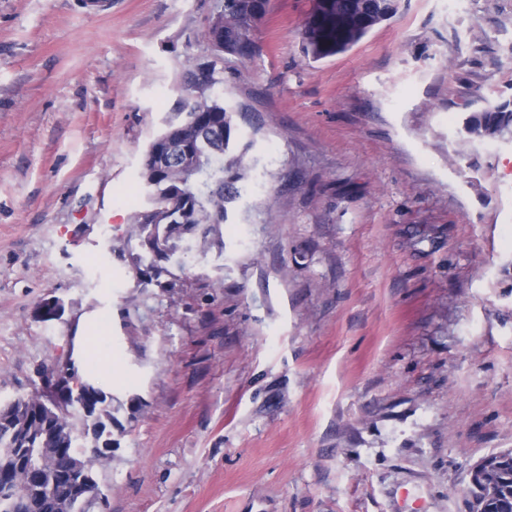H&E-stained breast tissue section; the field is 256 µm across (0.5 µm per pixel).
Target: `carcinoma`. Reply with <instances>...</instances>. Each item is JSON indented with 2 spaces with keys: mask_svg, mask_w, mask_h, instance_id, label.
Masks as SVG:
<instances>
[{
  "mask_svg": "<svg viewBox=\"0 0 512 512\" xmlns=\"http://www.w3.org/2000/svg\"><path fill=\"white\" fill-rule=\"evenodd\" d=\"M266 0H222L217 12L209 19L208 38L214 53L221 57L234 55L248 59L252 54L250 33L259 10ZM398 9V0H313L303 31V52L320 60L343 53L357 44L373 28L391 18ZM215 67L207 68L204 80L185 89L189 102L182 112L149 144L141 179L152 192L150 207L134 214L127 234L144 242L161 238L179 249L189 234L199 233L196 243L202 248L223 244L226 204L240 195L239 183L247 179L249 166L245 155L249 146L236 151L237 110L218 97L194 96L220 82ZM217 129L220 137L203 145L192 155L188 165L160 167L154 154L165 150L178 139L196 142L204 130ZM469 142H486L512 138V99L489 102L471 112L464 122ZM166 257L159 253L147 269L140 268L142 256L132 258L138 272L147 281H157L172 272L160 262ZM71 408L56 415L57 432L47 442L38 438V429L30 413L42 404V396L32 395L0 404V454L5 448H20L18 438H29L32 448H70L84 458L94 481L89 487L90 507L75 506L72 512H92L104 501L96 465L106 456L90 451V444L112 436V400L93 384L77 377L70 386ZM69 462V454L44 460L34 453L28 460L40 469L43 481L52 482L56 470ZM487 478L474 492L475 499L486 512H512V461L492 457L485 467ZM28 476L27 465L0 467V478L11 483L10 498L14 504L0 500V512H25L22 496Z\"/></svg>",
  "mask_w": 512,
  "mask_h": 512,
  "instance_id": "carcinoma-1",
  "label": "carcinoma"
}]
</instances>
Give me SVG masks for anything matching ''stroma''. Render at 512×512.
Instances as JSON below:
<instances>
[{"mask_svg":"<svg viewBox=\"0 0 512 512\" xmlns=\"http://www.w3.org/2000/svg\"><path fill=\"white\" fill-rule=\"evenodd\" d=\"M215 3L0 0V402L91 319L120 372L94 512H469L512 448V140L461 128L512 97V0H400L319 61L312 0H270L206 90L252 144L224 245L145 286L140 173Z\"/></svg>","mask_w":512,"mask_h":512,"instance_id":"35a3bbf8","label":"stroma"}]
</instances>
